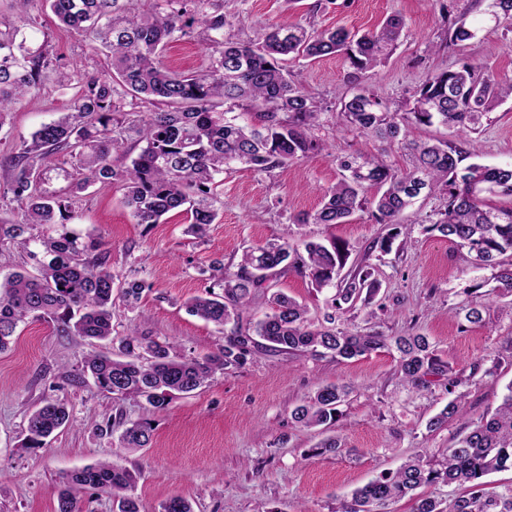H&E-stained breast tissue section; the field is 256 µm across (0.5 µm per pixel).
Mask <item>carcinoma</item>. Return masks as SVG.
I'll use <instances>...</instances> for the list:
<instances>
[{"label":"carcinoma","instance_id":"carcinoma-1","mask_svg":"<svg viewBox=\"0 0 512 512\" xmlns=\"http://www.w3.org/2000/svg\"><path fill=\"white\" fill-rule=\"evenodd\" d=\"M0 9V130L13 105L36 90L51 70L52 46L36 38V19L27 15L32 0H5ZM58 21L85 37L107 59L111 76L83 83L67 111L20 138L10 161V187L20 218L0 222V242L27 251L39 266L0 278V352L8 349L19 324L50 318L65 333L106 341L112 336L113 278L105 253L92 242L81 248L78 236L63 230L34 236L36 226H66L76 216V203L90 187L119 184L123 203L138 224H157L171 211L189 215L188 232L198 238L218 218L216 177L233 165L259 173L283 168L317 153L332 156L315 137L322 109L306 90L300 74L288 69V56L313 60L342 54L356 71L372 69L387 59L404 28L394 14L373 31L352 33L344 28L318 30L300 22L265 27L257 40H224V14L206 9L210 0H143V10L127 8L131 0H44ZM484 13L512 25V0H486ZM448 37L463 46L480 28L462 15L448 20ZM199 24L214 33L208 38L206 70L191 74L162 66L165 48L183 39ZM153 107L149 112L122 110L121 99ZM412 104L393 110L367 88L359 87L341 100L343 122L389 144L407 128L435 124L460 130L478 126L483 117L512 98V80L499 81L483 63L466 60L455 70L428 75L412 95ZM139 149L118 166L112 156L127 155V143ZM412 167L398 169L383 155L336 157L341 179L327 191L314 213L298 224H342L363 208L360 192L377 188L374 216L380 224L398 223L401 213L421 193L439 196L433 229L475 253V266L495 270V288L512 295V205L493 204V196L512 197V164L462 165L461 149L446 141L414 142ZM64 157L65 192L42 188L51 158ZM39 245V251L30 249ZM350 257L346 245L308 241L303 248L288 238L250 247L237 270L213 264L210 291L187 301V311L218 327L233 324L224 346L201 358L187 359L173 347L141 335L130 326L116 355L84 358L79 375L95 387L123 400L143 397L161 408L173 394H190L215 373L243 367L258 355L307 352L351 359L392 346L399 353L400 372L413 385L427 376H445L458 384L452 369L433 353L421 334L384 336L378 332L336 331L312 327L305 305L281 292L269 293L273 277L289 270L308 277L320 290L337 285L332 307L355 306L372 296L378 284L369 266L359 262L341 275ZM221 292H215V289ZM269 312L251 317L257 302ZM487 306L469 302L464 319L484 322ZM348 388L320 386L291 416L304 427L331 426ZM464 414L451 401L429 424L439 428ZM70 420L68 407L47 400L27 418L24 447L41 448L45 439ZM126 448H144L151 422L118 421ZM512 470V384L506 387L494 414L474 425L440 459L418 455L396 472L382 474L355 490L342 512H382L385 506L418 488L443 482L467 488L448 512H512V486L489 487L482 478ZM135 477L110 461L72 470L61 477L57 512H76L77 493L93 486L117 503L118 512H140L131 494Z\"/></svg>","mask_w":512,"mask_h":512}]
</instances>
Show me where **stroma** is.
Wrapping results in <instances>:
<instances>
[{"mask_svg":"<svg viewBox=\"0 0 512 512\" xmlns=\"http://www.w3.org/2000/svg\"><path fill=\"white\" fill-rule=\"evenodd\" d=\"M223 3L231 20L224 36L241 42L276 23L362 32L391 15L403 17L397 48L370 71L357 72L339 56L290 63L324 109L317 136L333 143L337 153L385 151L403 168L410 162L408 142L440 138L462 146L473 162L512 163V101L476 128L413 127L405 140L388 146L340 120L339 99L355 86L401 108L429 73L455 68L464 56L487 64L496 78L512 79V29L488 21L473 0H454L455 13L466 14L479 28L461 51L443 46L445 26L436 0ZM30 12L54 48L57 72L77 67L82 78H107L104 56L61 25L44 0H33ZM207 37L195 27L166 48L162 63L180 72L206 68ZM77 92L76 83L63 85L51 75L11 112L10 132L0 135V219L14 216L3 192L16 142L66 111ZM340 175L333 158L323 154L269 173L233 167L216 189L219 217L203 241L188 234V223L177 212L161 224L135 223L117 186L85 192L67 228L81 239L102 240L116 285L133 279L146 285L136 307L114 300V337L136 321L145 336L169 343L187 358L224 344L222 331L184 307L205 293L213 260L235 268L244 250L283 235L295 244L343 241L352 257H367L379 289L370 304L336 311L337 328L429 336L437 358L452 365L456 387L435 376L426 386L408 385L393 353L382 349L351 360L263 355L216 373L205 386L174 396L161 409L142 397L116 403L92 381L77 377L83 357L103 350V343L66 335L51 321L30 320L18 326L10 349L0 353V512H56L59 475L103 459L135 474L141 512H161L162 503L177 496L186 498L193 512H342L357 488L395 471L409 457L441 456L467 426L489 417L512 382V302L493 292L491 270L475 268L468 248L432 230L428 217L438 197H420L396 224L377 223L368 208L346 224L297 223L298 215L320 207ZM272 287L305 303L317 326L336 294L332 287L315 290L308 277L293 272L278 275ZM478 293L491 303L479 327L469 325L463 312ZM329 383L351 389L330 430L340 447L314 456L310 450L323 438L320 429L294 422L291 412ZM454 398L464 405L465 419L429 429V420ZM46 400L64 402L70 421L44 447L26 449L24 420ZM118 413L128 421L150 419L147 447L126 449L119 432L107 431L108 419Z\"/></svg>","mask_w":512,"mask_h":512,"instance_id":"1","label":"stroma"}]
</instances>
